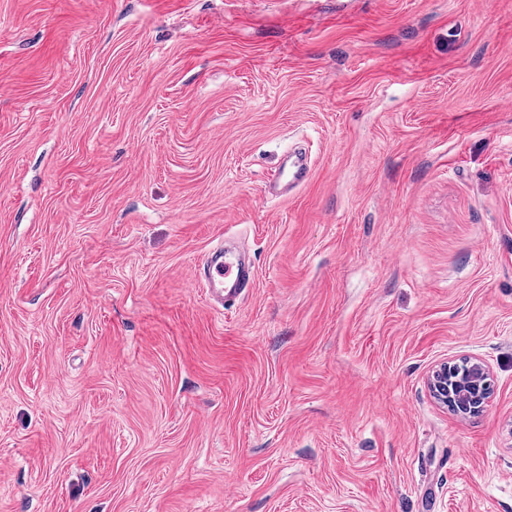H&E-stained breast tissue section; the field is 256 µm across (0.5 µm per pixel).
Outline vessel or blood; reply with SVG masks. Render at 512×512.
<instances>
[{
  "label": "vessel or blood",
  "mask_w": 512,
  "mask_h": 512,
  "mask_svg": "<svg viewBox=\"0 0 512 512\" xmlns=\"http://www.w3.org/2000/svg\"><path fill=\"white\" fill-rule=\"evenodd\" d=\"M308 165L303 155H294L288 167L279 168L267 184V192L276 196L300 188L306 181ZM193 279L207 289L212 299L231 306L254 285L256 271L251 260L237 251L217 246L194 270Z\"/></svg>",
  "instance_id": "b4317fda"
}]
</instances>
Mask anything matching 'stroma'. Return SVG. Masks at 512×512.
Listing matches in <instances>:
<instances>
[{"instance_id": "obj_1", "label": "stroma", "mask_w": 512, "mask_h": 512, "mask_svg": "<svg viewBox=\"0 0 512 512\" xmlns=\"http://www.w3.org/2000/svg\"><path fill=\"white\" fill-rule=\"evenodd\" d=\"M0 512H512V0H0ZM287 168H279L274 176L268 181L267 193L276 196L288 193L300 188L306 181L308 165L305 157L295 154L291 158ZM203 273V275H202ZM256 271L252 260L221 244L193 271V280L207 289L212 299L231 306L255 284ZM466 371L443 364L432 375L431 389L435 398L462 415L482 410L487 399L490 383L484 367L479 363L467 366Z\"/></svg>"}]
</instances>
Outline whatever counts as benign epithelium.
<instances>
[{
    "instance_id": "benign-epithelium-1",
    "label": "benign epithelium",
    "mask_w": 512,
    "mask_h": 512,
    "mask_svg": "<svg viewBox=\"0 0 512 512\" xmlns=\"http://www.w3.org/2000/svg\"><path fill=\"white\" fill-rule=\"evenodd\" d=\"M431 389L441 403L468 415L482 410L488 399L490 383L479 363L471 364L465 371L443 364L432 375Z\"/></svg>"
}]
</instances>
